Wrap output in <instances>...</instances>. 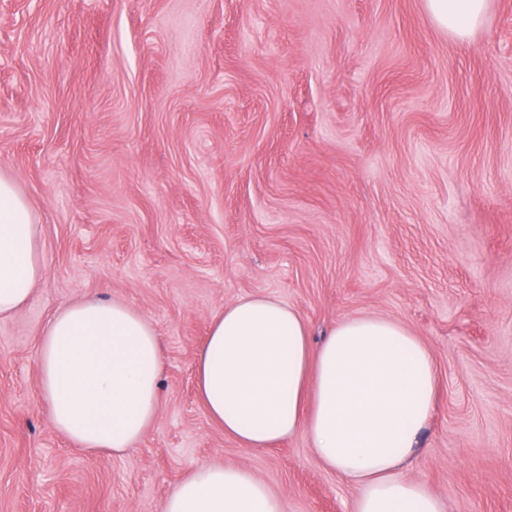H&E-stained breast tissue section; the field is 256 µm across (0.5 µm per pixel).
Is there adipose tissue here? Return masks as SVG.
<instances>
[{"label": "adipose tissue", "instance_id": "adipose-tissue-1", "mask_svg": "<svg viewBox=\"0 0 512 512\" xmlns=\"http://www.w3.org/2000/svg\"><path fill=\"white\" fill-rule=\"evenodd\" d=\"M457 39L481 23L485 0H426ZM29 199L0 174V317L24 305L46 275ZM297 310L279 299L239 297L213 316L196 383L209 418L240 447L260 450L301 433L319 462L357 489L354 512H446L404 464L435 403L429 350L402 323L359 315L312 345ZM39 390L50 425L83 448L122 453L159 412L164 351L142 313L88 298L57 311L39 350ZM162 512H283L250 471L201 464Z\"/></svg>", "mask_w": 512, "mask_h": 512}]
</instances>
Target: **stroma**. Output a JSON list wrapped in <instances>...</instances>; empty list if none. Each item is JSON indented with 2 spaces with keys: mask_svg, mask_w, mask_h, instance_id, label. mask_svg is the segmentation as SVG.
Listing matches in <instances>:
<instances>
[{
  "mask_svg": "<svg viewBox=\"0 0 512 512\" xmlns=\"http://www.w3.org/2000/svg\"><path fill=\"white\" fill-rule=\"evenodd\" d=\"M0 173L46 267L0 318V512H161L205 463L285 512H353L304 435L240 448L196 395L212 316L258 293L315 344L356 315L407 326L438 372L408 476L447 512H512V0L463 40L424 0H0ZM89 297L166 353L120 456L41 405L43 330Z\"/></svg>",
  "mask_w": 512,
  "mask_h": 512,
  "instance_id": "stroma-1",
  "label": "stroma"
}]
</instances>
